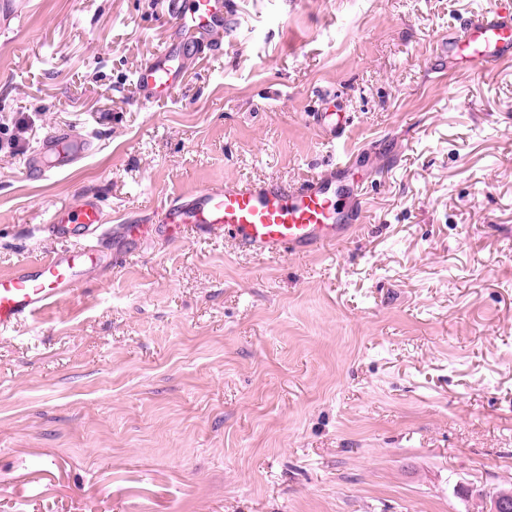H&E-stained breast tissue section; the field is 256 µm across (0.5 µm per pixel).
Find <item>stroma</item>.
<instances>
[{"label":"stroma","instance_id":"35a3bbf8","mask_svg":"<svg viewBox=\"0 0 512 512\" xmlns=\"http://www.w3.org/2000/svg\"><path fill=\"white\" fill-rule=\"evenodd\" d=\"M512 0H227L224 50L142 102L171 0H0V275L81 195L139 224L117 264L0 336V512H478L512 490V63L436 70ZM352 118L365 222L256 259L153 220L225 180L288 184ZM73 169L29 165L57 129ZM93 133L74 136L69 130H58L45 138L40 154L46 160L44 165H35L32 173L45 176L47 173H59L70 169L94 147Z\"/></svg>","mask_w":512,"mask_h":512}]
</instances>
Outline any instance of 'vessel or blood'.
Wrapping results in <instances>:
<instances>
[{
	"label": "vessel or blood",
	"mask_w": 512,
	"mask_h": 512,
	"mask_svg": "<svg viewBox=\"0 0 512 512\" xmlns=\"http://www.w3.org/2000/svg\"><path fill=\"white\" fill-rule=\"evenodd\" d=\"M224 9L225 0H188L176 12L164 50L136 72L143 101L160 98L179 85L197 46L223 36ZM448 53L465 59L476 72L512 59V6L485 11L460 31L449 33ZM313 121L337 153L335 166L320 177L297 185L228 179L223 187L174 199L157 214L156 224L187 227L204 238L224 234L238 250L260 259L309 253L347 240L359 221L358 213L345 211L341 204L350 191V156L340 150L349 117L327 107L314 113ZM93 147V134L56 131L43 140L44 162L33 171L40 176L66 171ZM103 224L102 204L89 196L51 215L43 230L61 241V248L46 259L23 262L0 275V334L33 320L85 284L103 255L78 240Z\"/></svg>",
	"instance_id": "vessel-or-blood-1"
}]
</instances>
